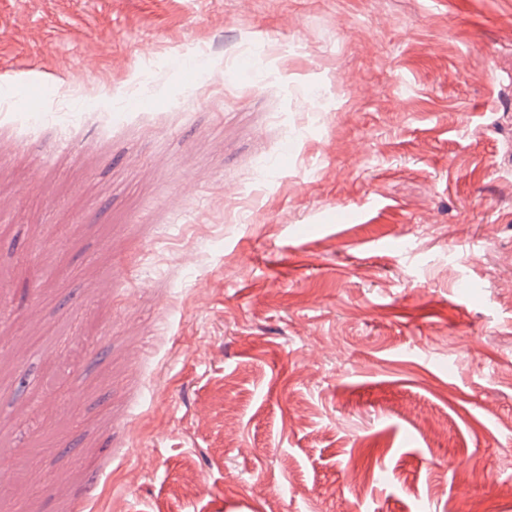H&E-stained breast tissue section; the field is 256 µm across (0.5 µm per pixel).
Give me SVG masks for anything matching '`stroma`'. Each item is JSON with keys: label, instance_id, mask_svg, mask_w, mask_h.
<instances>
[{"label": "stroma", "instance_id": "1", "mask_svg": "<svg viewBox=\"0 0 512 512\" xmlns=\"http://www.w3.org/2000/svg\"><path fill=\"white\" fill-rule=\"evenodd\" d=\"M0 102L22 512H512V0H0Z\"/></svg>", "mask_w": 512, "mask_h": 512}]
</instances>
